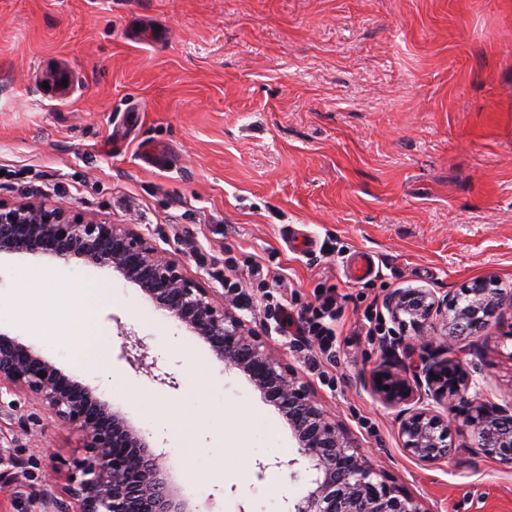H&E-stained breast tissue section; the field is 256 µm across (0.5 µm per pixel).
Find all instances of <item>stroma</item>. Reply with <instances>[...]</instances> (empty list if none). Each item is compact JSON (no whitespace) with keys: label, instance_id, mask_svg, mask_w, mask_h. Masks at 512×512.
<instances>
[{"label":"stroma","instance_id":"1","mask_svg":"<svg viewBox=\"0 0 512 512\" xmlns=\"http://www.w3.org/2000/svg\"><path fill=\"white\" fill-rule=\"evenodd\" d=\"M155 28L163 44L149 41ZM59 70L71 77L64 97L43 86ZM0 201L140 225L217 289L257 263L283 275V287L252 285L224 304L267 327L271 351L382 475L431 512H512V464H419L399 441L401 407L361 383L387 347L421 341L390 320L394 291L442 296L488 274L512 291V0H0ZM360 252L375 271L355 280ZM102 274L112 297L97 326L116 350L121 329L134 331L178 388L118 358L112 388L73 351L51 359L139 426L123 386L179 398L191 372L174 346L192 347L214 374L225 450L249 445L252 463L237 481H189L157 431L170 479L193 512H285L308 475L270 484L298 456L277 410L207 344L167 331L135 285ZM329 294L343 298L332 366L275 322L281 299L303 311ZM470 344L483 399L512 407V304ZM81 444L42 405L0 394V512H43Z\"/></svg>","mask_w":512,"mask_h":512}]
</instances>
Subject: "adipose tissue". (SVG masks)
Masks as SVG:
<instances>
[{"mask_svg":"<svg viewBox=\"0 0 512 512\" xmlns=\"http://www.w3.org/2000/svg\"><path fill=\"white\" fill-rule=\"evenodd\" d=\"M105 281L96 286L78 274L63 275L60 269L43 265H19L13 272V286L0 294V325L24 329L41 346L59 344L62 328L74 335V349L84 352V367L90 373L110 377L112 344L93 326L94 305L110 297ZM202 389L188 388L175 402L153 404L147 422L165 428L177 451L188 461L190 478L224 481L236 478L246 456L222 459L201 453L197 443L202 430L219 431L224 426L220 406L204 404Z\"/></svg>","mask_w":512,"mask_h":512,"instance_id":"obj_1","label":"adipose tissue"}]
</instances>
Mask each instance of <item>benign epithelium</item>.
<instances>
[{
  "label": "benign epithelium",
  "instance_id": "obj_1",
  "mask_svg": "<svg viewBox=\"0 0 512 512\" xmlns=\"http://www.w3.org/2000/svg\"><path fill=\"white\" fill-rule=\"evenodd\" d=\"M48 256L111 269L138 286L156 310L209 345L224 369L235 370L282 415L298 444L299 461L312 472L305 495L287 512H431L423 501L380 479L336 419L314 399L308 385L273 354L263 331L224 308L218 292L188 275L184 262L167 254L136 224H106L70 214L60 206L0 204V252ZM512 295L489 275L470 282L463 296L437 297L426 289L391 294L385 308L403 329L444 317L445 343L426 339L362 378L384 402L415 404L399 429L404 452L436 465L474 450L512 464V411L468 395L462 367L470 349L456 346L488 327ZM122 357L152 379L176 387L174 376L154 375L158 358L125 335ZM21 392L45 406L65 427L82 435V458L65 487L77 512H193L167 476V454L151 446V433L131 425L93 389L58 368L42 351L0 331V388ZM472 428L476 444L449 441L448 420Z\"/></svg>",
  "mask_w": 512,
  "mask_h": 512
}]
</instances>
